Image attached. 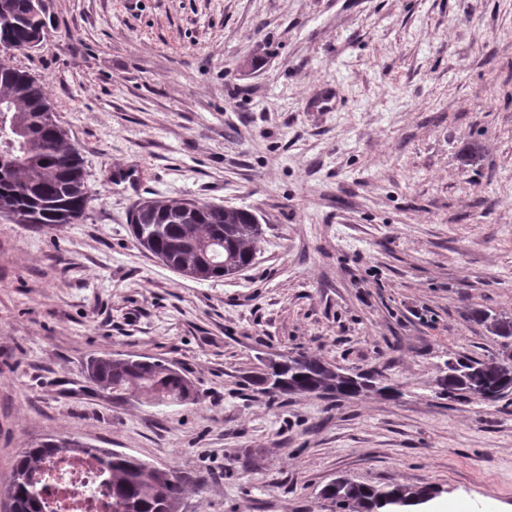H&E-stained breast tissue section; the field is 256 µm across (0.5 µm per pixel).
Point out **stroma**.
<instances>
[{
  "label": "stroma",
  "mask_w": 512,
  "mask_h": 512,
  "mask_svg": "<svg viewBox=\"0 0 512 512\" xmlns=\"http://www.w3.org/2000/svg\"><path fill=\"white\" fill-rule=\"evenodd\" d=\"M13 65L41 82L94 194L76 224L0 217V483L70 436L205 476L187 512H332L321 489L438 486L512 512V398L452 399L448 360L512 316V0H51ZM244 207L255 259L182 277L140 200ZM175 364L195 402L113 400L103 352ZM307 352L395 395L270 396ZM470 316L483 325L491 335L503 339V348H512V317L492 314L482 309H473Z\"/></svg>",
  "instance_id": "obj_1"
}]
</instances>
